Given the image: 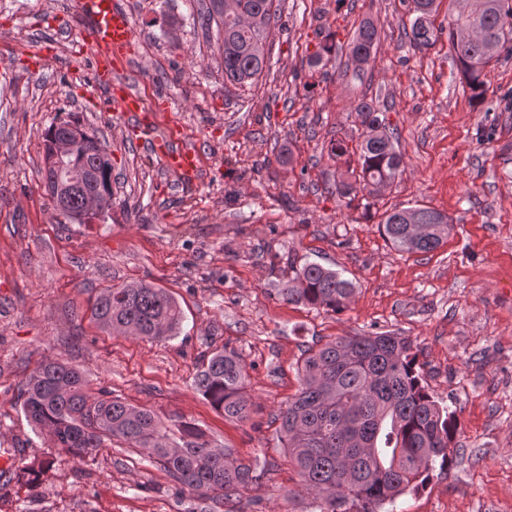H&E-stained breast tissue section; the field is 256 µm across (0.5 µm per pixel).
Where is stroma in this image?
Listing matches in <instances>:
<instances>
[{"instance_id": "1", "label": "stroma", "mask_w": 512, "mask_h": 512, "mask_svg": "<svg viewBox=\"0 0 512 512\" xmlns=\"http://www.w3.org/2000/svg\"><path fill=\"white\" fill-rule=\"evenodd\" d=\"M208 0H122L137 55L120 73L146 103L169 96L154 127L199 156L185 185L147 145L127 139L92 62L74 0H0V512H315L290 465L277 415L299 388L304 351L340 336L406 338L429 391L454 411L447 467L400 496L393 512H512V56L485 70L487 92L462 91L447 37L411 49L405 0H282L268 67L248 88L224 81L222 38L203 33ZM381 40L363 71L308 67L326 35L347 42L364 17ZM56 55L25 63L40 43ZM387 103L405 170L378 197L341 200L358 166L364 100ZM80 120L112 159V206L68 220L45 185L42 133ZM345 140L348 155L331 157ZM290 164L277 162L281 149ZM424 204L453 228L430 253L393 249L379 214ZM316 262L352 280L333 313L286 302L291 266ZM164 288L183 312L172 339L112 334L91 315L107 287ZM231 344L248 364V421L223 416L194 387L201 358ZM79 367L92 388L187 420L212 447L252 463L240 497L199 500L140 451L115 441L85 458L34 432L19 399L44 361ZM52 459L38 483L22 468Z\"/></svg>"}]
</instances>
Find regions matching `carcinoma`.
Here are the masks:
<instances>
[{"label": "carcinoma", "instance_id": "1", "mask_svg": "<svg viewBox=\"0 0 512 512\" xmlns=\"http://www.w3.org/2000/svg\"><path fill=\"white\" fill-rule=\"evenodd\" d=\"M410 29L403 30L410 47L428 49L443 28L435 26L436 0H411ZM278 0H209L201 17L205 29L223 35L224 83L253 85L267 68L268 58L256 44L269 36ZM379 41L370 18L360 22L348 44L347 59L361 71ZM448 44L454 53L463 87L471 98L486 94L485 68L512 56V0H468L448 23ZM339 55L326 42L309 55L311 67L325 66ZM356 112L363 127L357 145L360 171L352 182L336 184V194L355 197L390 187L403 168L398 138L386 126L384 109L361 101ZM97 144L62 160V170L94 166ZM95 187L72 184L67 218L81 221ZM451 219L436 209L419 206L386 211L379 231L395 249L430 253L448 236ZM352 282L333 269L307 262L292 268L279 289L289 303L342 310L351 300ZM99 325L135 339H166L177 335L182 310L165 289L150 282L114 285L93 305ZM300 389L280 411L283 447L314 494L318 512H379L387 503L425 483L435 466L448 463V447L458 432L455 414L442 407L423 384L410 345L397 336L342 337L305 352L298 369ZM247 363L234 348L214 349L194 378L198 392L224 417L245 421L251 402L246 393ZM22 410L35 430L49 436L55 448L86 457L119 440L147 451L180 486L203 499L220 494L229 499L257 480L252 464L232 457L228 449L211 451L204 432L194 423L178 424L180 437L150 409L134 407L111 393H93L80 370L59 362L38 366L21 389Z\"/></svg>", "mask_w": 512, "mask_h": 512}]
</instances>
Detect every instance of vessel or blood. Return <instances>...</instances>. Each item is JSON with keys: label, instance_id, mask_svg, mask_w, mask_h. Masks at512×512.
I'll return each mask as SVG.
<instances>
[{"label": "vessel or blood", "instance_id": "obj_1", "mask_svg": "<svg viewBox=\"0 0 512 512\" xmlns=\"http://www.w3.org/2000/svg\"><path fill=\"white\" fill-rule=\"evenodd\" d=\"M78 14L89 24L86 46L94 63V79L104 89L117 116L126 119L127 136L146 139L149 150L157 155L171 173L184 183H196L199 175L195 150L178 145V136L170 132L150 133L151 108L117 77V66L134 52V33L130 14L119 0H78Z\"/></svg>", "mask_w": 512, "mask_h": 512}]
</instances>
